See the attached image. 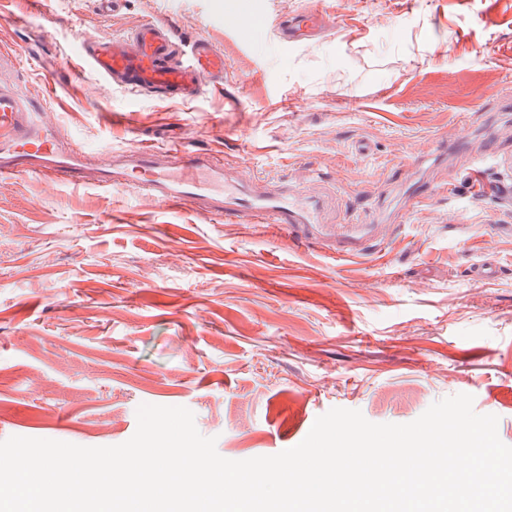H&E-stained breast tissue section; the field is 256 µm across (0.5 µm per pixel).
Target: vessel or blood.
I'll return each mask as SVG.
<instances>
[{"mask_svg":"<svg viewBox=\"0 0 512 512\" xmlns=\"http://www.w3.org/2000/svg\"><path fill=\"white\" fill-rule=\"evenodd\" d=\"M325 17L311 7L280 21L279 42L291 45L310 41L323 28ZM134 49L118 39H82L80 57L101 76L124 87L147 91L164 99L191 101L204 86L224 82V56L205 39L183 47L168 26L149 22L132 33ZM140 191L171 205H187L213 216L244 219L280 226L295 234H312L320 220L321 201L282 181L250 182L231 178L223 161L213 154L174 145L98 152L88 159L81 149L62 143L50 115L37 112L29 100L0 88V175L35 173L46 193L62 182L92 177L108 189L113 173ZM365 225L350 224L337 254L367 252L371 242Z\"/></svg>","mask_w":512,"mask_h":512,"instance_id":"b4317fda","label":"vessel or blood"}]
</instances>
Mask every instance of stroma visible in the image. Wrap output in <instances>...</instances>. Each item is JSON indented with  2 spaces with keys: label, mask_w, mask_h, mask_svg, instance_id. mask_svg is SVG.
<instances>
[{
  "label": "stroma",
  "mask_w": 512,
  "mask_h": 512,
  "mask_svg": "<svg viewBox=\"0 0 512 512\" xmlns=\"http://www.w3.org/2000/svg\"><path fill=\"white\" fill-rule=\"evenodd\" d=\"M236 2L0 0V86L90 150L176 140L288 182L385 249L339 259L121 181L2 176L0 440L118 445L146 403L245 460L333 408L406 424L466 393L512 445V198L472 188L512 181V0H320L326 33L291 46L274 22L311 0H258L244 34ZM150 21L222 50L223 86L162 101L74 53ZM422 181L437 191L412 201ZM487 257L496 277L471 281Z\"/></svg>",
  "instance_id": "1"
}]
</instances>
